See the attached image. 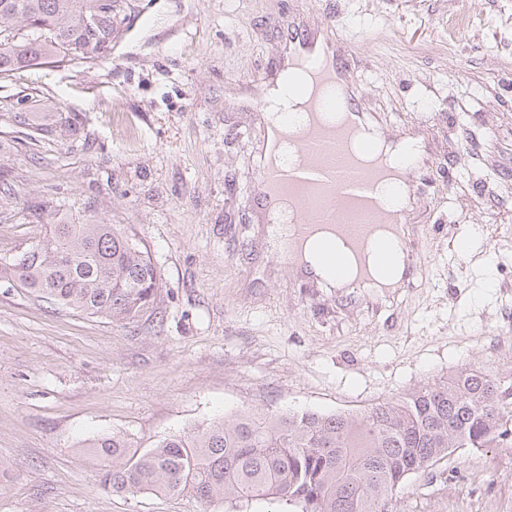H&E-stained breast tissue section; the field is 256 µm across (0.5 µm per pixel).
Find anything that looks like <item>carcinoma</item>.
Listing matches in <instances>:
<instances>
[{"label":"carcinoma","instance_id":"cac0c4a2","mask_svg":"<svg viewBox=\"0 0 512 512\" xmlns=\"http://www.w3.org/2000/svg\"><path fill=\"white\" fill-rule=\"evenodd\" d=\"M99 0H0V81L17 70L100 58L112 19L95 32L83 19ZM31 29L15 39L13 22ZM40 258L0 256V272L40 298L87 315L160 326L159 274L134 238L112 224H54ZM512 442V385L464 369L361 415L244 411L172 434L149 448L114 432L82 444L112 493L179 496L236 507L278 501L299 512H389L407 477L426 473L452 448Z\"/></svg>","mask_w":512,"mask_h":512}]
</instances>
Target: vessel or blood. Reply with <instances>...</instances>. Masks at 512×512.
I'll use <instances>...</instances> for the list:
<instances>
[{"mask_svg":"<svg viewBox=\"0 0 512 512\" xmlns=\"http://www.w3.org/2000/svg\"><path fill=\"white\" fill-rule=\"evenodd\" d=\"M285 31L283 49L270 68L268 81L277 83L289 69H301L307 72L313 92L301 118L284 112L267 124L264 160L253 187L254 201L265 216L278 214L284 201L293 203L297 218L284 253L289 263H296L297 245L314 240L317 263L304 266L308 278H315L320 268L344 277L350 258L362 251L366 238L380 224L397 229L405 275L414 277L423 269L420 241L424 231L423 226L417 225L414 211L402 205L372 212V186L385 180L384 171L366 172L354 161L346 166L336 163L345 132L326 123V115L340 114L353 127L371 125L370 115L353 83L349 64L351 43L333 22L310 25L299 12L286 16ZM374 137L384 140L393 150L405 194L414 197L422 170L417 145L393 130L375 132ZM284 139L295 143V162L289 166L278 157L279 144Z\"/></svg>","mask_w":512,"mask_h":512,"instance_id":"vessel-or-blood-1","label":"vessel or blood"}]
</instances>
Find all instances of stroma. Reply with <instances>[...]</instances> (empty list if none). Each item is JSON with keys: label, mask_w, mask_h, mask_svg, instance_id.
<instances>
[{"label": "stroma", "mask_w": 512, "mask_h": 512, "mask_svg": "<svg viewBox=\"0 0 512 512\" xmlns=\"http://www.w3.org/2000/svg\"><path fill=\"white\" fill-rule=\"evenodd\" d=\"M336 20L365 108L421 137L424 279L313 290L247 201L285 14ZM111 54L0 82V252L116 224L160 273L159 329L0 274V512H224L104 490L84 440L141 448L244 409L359 415L470 368L512 381V0H131ZM36 116V144L19 120ZM392 512H512V444L454 448Z\"/></svg>", "instance_id": "obj_1"}]
</instances>
